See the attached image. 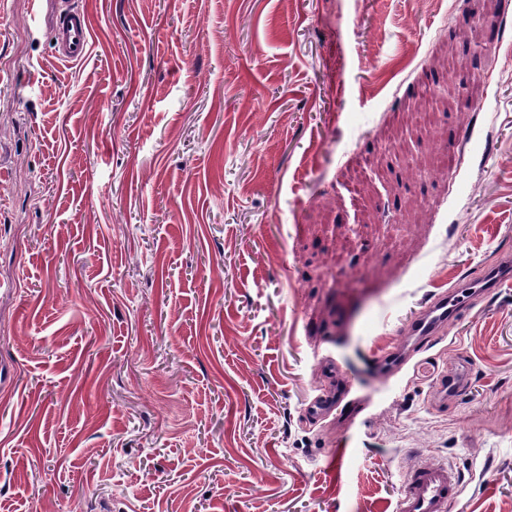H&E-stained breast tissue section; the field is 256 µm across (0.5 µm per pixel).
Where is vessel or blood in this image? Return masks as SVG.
<instances>
[{"label":"vessel or blood","instance_id":"vessel-or-blood-1","mask_svg":"<svg viewBox=\"0 0 512 512\" xmlns=\"http://www.w3.org/2000/svg\"><path fill=\"white\" fill-rule=\"evenodd\" d=\"M55 51L66 62L82 60L89 49V28L83 12L65 6L55 18L52 28ZM512 280V258L502 257L487 269L484 276L466 285L449 289L431 298L419 314L405 327L404 343L386 353L377 362L382 377H390L406 362L410 352L432 336L438 335L448 321L458 316L477 295L491 294L504 282ZM468 381L466 366H451L437 386V401L447 404L450 398L461 393ZM347 381L337 376L336 387L325 396L313 400L307 411L315 417L339 412L348 419L359 408L358 403L347 402ZM460 483L447 465L428 462L407 474L396 502V512H448V505L459 494Z\"/></svg>","mask_w":512,"mask_h":512}]
</instances>
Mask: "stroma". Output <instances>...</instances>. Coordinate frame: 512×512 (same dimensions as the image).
<instances>
[{"instance_id":"35a3bbf8","label":"stroma","mask_w":512,"mask_h":512,"mask_svg":"<svg viewBox=\"0 0 512 512\" xmlns=\"http://www.w3.org/2000/svg\"><path fill=\"white\" fill-rule=\"evenodd\" d=\"M73 2L0 0V512H512V282L376 368L512 254V0ZM52 39L56 54L66 62L82 60L89 49V28L83 12L65 5L55 18ZM511 258L503 256L500 261L487 269L484 276L468 284L449 289L431 298L419 314L412 319L403 331L405 342L395 350L378 359L379 374L390 377L406 362L410 352L424 341L437 336L448 325V321L458 316L476 295H489L504 282H511ZM468 381L467 367L464 365H453L444 373L437 386V401L441 405L448 404V399L456 397L461 393ZM346 394V377L338 375L336 377V390L331 389L325 396L313 400L309 404L307 411L314 417L328 415L339 407ZM459 491L460 483L447 465L427 462L407 474L396 512H447Z\"/></svg>"}]
</instances>
